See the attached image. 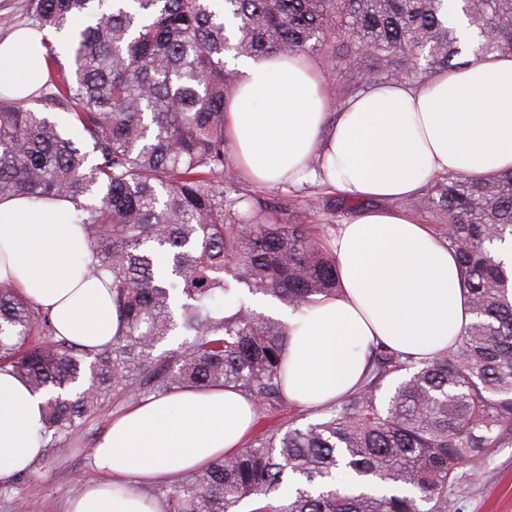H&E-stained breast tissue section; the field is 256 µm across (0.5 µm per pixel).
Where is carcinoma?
Instances as JSON below:
<instances>
[{"label": "carcinoma", "instance_id": "obj_1", "mask_svg": "<svg viewBox=\"0 0 512 512\" xmlns=\"http://www.w3.org/2000/svg\"><path fill=\"white\" fill-rule=\"evenodd\" d=\"M45 44L39 108L0 100V199H68L92 252L84 276L109 279L110 342L87 350L0 282V370L47 395L49 454L74 447L114 398L231 386L260 416L281 389L288 327L232 283L300 310L338 291L329 224H240L224 104L227 55H313L348 66L344 99L391 78L422 86L490 55L512 57V0H25ZM401 207L432 214L458 256L472 323L432 358L377 345L360 387L305 426L255 435L232 456L151 497L163 512H448L489 450L512 443V171L451 173ZM170 336L177 348L156 353ZM468 470H463V467ZM348 472L347 488L336 474ZM294 477L292 492L281 493ZM232 288H236L234 293L227 299V304L229 308L234 307L237 303V299L242 298L245 303L251 306L253 309H256L259 312H264L268 315L273 316L272 309L278 306L285 307L282 303L271 299L270 297H262L260 295L253 296L248 293L247 288L244 285L232 283ZM263 300V304L261 301ZM274 317V316H273ZM275 318V317H274Z\"/></svg>", "mask_w": 512, "mask_h": 512}]
</instances>
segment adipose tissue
Wrapping results in <instances>:
<instances>
[{"instance_id":"obj_1","label":"adipose tissue","mask_w":512,"mask_h":512,"mask_svg":"<svg viewBox=\"0 0 512 512\" xmlns=\"http://www.w3.org/2000/svg\"><path fill=\"white\" fill-rule=\"evenodd\" d=\"M45 37L19 28L0 40V96L19 101L42 86ZM238 68L242 77L224 106L237 171L267 187L316 178L358 205L328 244L339 293L279 313L288 327L284 392L294 405L323 408L360 384L374 344L431 357L472 322L454 252L398 203L439 175L512 170V58L444 71L420 88L380 84L335 108L326 69L306 57L242 58ZM91 257L70 201H0V281L86 348L106 344L117 328L110 290L77 265ZM43 404L42 394L0 371V482L41 456ZM253 422L252 405L231 387L133 404L94 448L99 481L70 512H161L140 486L233 455Z\"/></svg>"}]
</instances>
